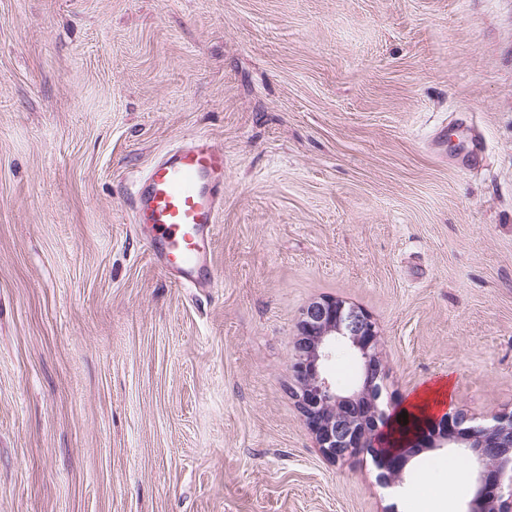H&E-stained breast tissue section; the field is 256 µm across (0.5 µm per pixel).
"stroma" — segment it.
Listing matches in <instances>:
<instances>
[{"label":"stroma","instance_id":"1","mask_svg":"<svg viewBox=\"0 0 512 512\" xmlns=\"http://www.w3.org/2000/svg\"><path fill=\"white\" fill-rule=\"evenodd\" d=\"M197 134L224 209L183 288L130 195ZM323 297L378 323L382 408L512 411V0H0V512H464L460 449L396 486L319 451ZM450 381L438 379L433 384H426L401 408L407 415L428 417L447 404L450 395Z\"/></svg>","mask_w":512,"mask_h":512}]
</instances>
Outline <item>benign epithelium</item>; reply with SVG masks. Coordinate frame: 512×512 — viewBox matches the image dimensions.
<instances>
[{
  "instance_id": "obj_1",
  "label": "benign epithelium",
  "mask_w": 512,
  "mask_h": 512,
  "mask_svg": "<svg viewBox=\"0 0 512 512\" xmlns=\"http://www.w3.org/2000/svg\"><path fill=\"white\" fill-rule=\"evenodd\" d=\"M381 334L364 310L335 298L310 302L300 313L289 369L294 397L320 452L334 462L366 454L389 485L401 480L403 467L419 448H460L475 465L476 491L466 512H512V414L477 417L455 411L429 428L388 422L380 408ZM354 352L361 373L353 388L336 387L331 364L337 351Z\"/></svg>"
}]
</instances>
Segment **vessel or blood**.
<instances>
[{
    "label": "vessel or blood",
    "mask_w": 512,
    "mask_h": 512,
    "mask_svg": "<svg viewBox=\"0 0 512 512\" xmlns=\"http://www.w3.org/2000/svg\"><path fill=\"white\" fill-rule=\"evenodd\" d=\"M224 181L223 147L198 135L157 155L135 186V221L146 226L155 262L176 285L215 282L212 252Z\"/></svg>",
    "instance_id": "1"
}]
</instances>
